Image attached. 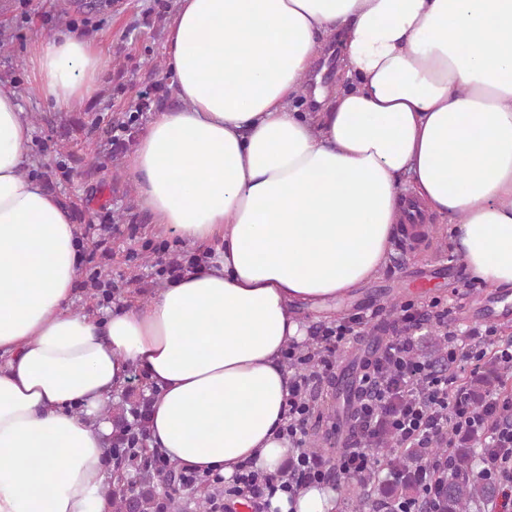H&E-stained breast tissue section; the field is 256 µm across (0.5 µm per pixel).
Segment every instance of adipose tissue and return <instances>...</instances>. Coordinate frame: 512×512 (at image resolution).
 I'll return each mask as SVG.
<instances>
[{
	"label": "adipose tissue",
	"mask_w": 512,
	"mask_h": 512,
	"mask_svg": "<svg viewBox=\"0 0 512 512\" xmlns=\"http://www.w3.org/2000/svg\"><path fill=\"white\" fill-rule=\"evenodd\" d=\"M332 34L344 81L298 111ZM29 63L31 92L72 113L112 56L67 32ZM166 65L179 103L127 165L154 223L215 255L105 319L70 308L74 217L27 176L32 127L0 85V512H103L111 427L87 418L133 365L159 391L151 444L175 466L287 470L296 308L354 295L420 211L457 222L476 280L512 288V0H176ZM338 509L316 485L269 505Z\"/></svg>",
	"instance_id": "ef3b65f1"
}]
</instances>
